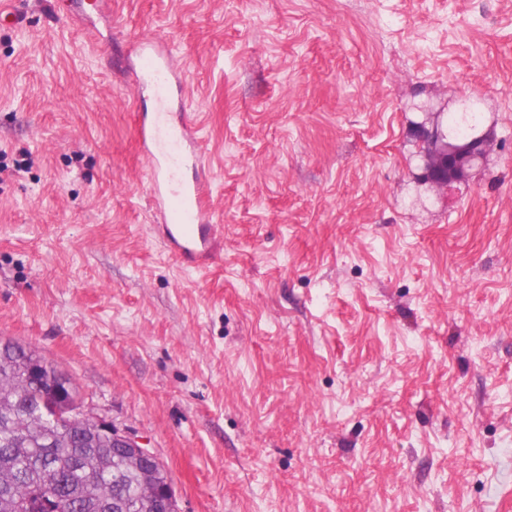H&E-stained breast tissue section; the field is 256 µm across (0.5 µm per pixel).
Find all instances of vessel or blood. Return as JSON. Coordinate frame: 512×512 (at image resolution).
Returning <instances> with one entry per match:
<instances>
[{"instance_id": "1", "label": "vessel or blood", "mask_w": 512, "mask_h": 512, "mask_svg": "<svg viewBox=\"0 0 512 512\" xmlns=\"http://www.w3.org/2000/svg\"><path fill=\"white\" fill-rule=\"evenodd\" d=\"M143 67L135 76L139 90L170 88L173 69L155 42L144 45ZM193 115H175L159 99L156 112L138 129L142 153L150 162L151 196L159 223L156 231L167 249L182 262L203 267L217 248L213 202L208 180L185 178L200 154Z\"/></svg>"}]
</instances>
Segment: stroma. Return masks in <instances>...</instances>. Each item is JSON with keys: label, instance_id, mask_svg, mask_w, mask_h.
Segmentation results:
<instances>
[{"label": "stroma", "instance_id": "1", "mask_svg": "<svg viewBox=\"0 0 512 512\" xmlns=\"http://www.w3.org/2000/svg\"><path fill=\"white\" fill-rule=\"evenodd\" d=\"M0 337L158 456L179 512H512V0H13ZM184 76L224 249L154 230L126 78ZM480 102L446 190L413 126ZM168 57L169 51L161 53L156 48L155 41H147L144 44L143 67L135 76V85L140 92L148 90L154 94L158 88L169 90L172 84L173 69Z\"/></svg>", "mask_w": 512, "mask_h": 512}]
</instances>
